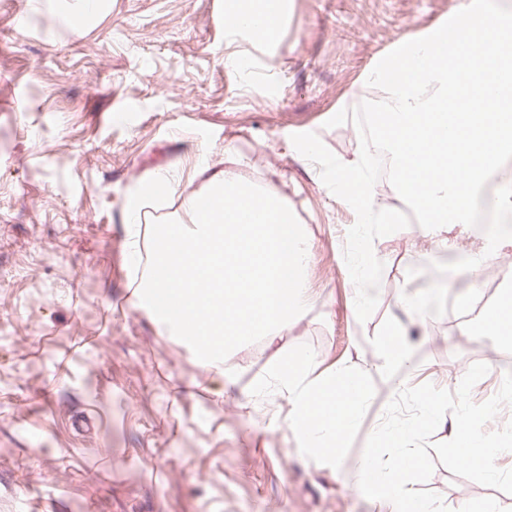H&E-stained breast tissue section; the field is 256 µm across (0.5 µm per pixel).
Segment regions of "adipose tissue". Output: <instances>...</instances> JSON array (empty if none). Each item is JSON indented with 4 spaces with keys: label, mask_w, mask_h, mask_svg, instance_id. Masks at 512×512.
Listing matches in <instances>:
<instances>
[{
    "label": "adipose tissue",
    "mask_w": 512,
    "mask_h": 512,
    "mask_svg": "<svg viewBox=\"0 0 512 512\" xmlns=\"http://www.w3.org/2000/svg\"><path fill=\"white\" fill-rule=\"evenodd\" d=\"M43 6L57 13L69 28L83 30L108 11L110 0H31L32 9ZM224 16L228 27L246 31L253 40L263 42L281 27V0H226ZM331 179L348 204L366 210L367 224L380 225L386 233L397 231V208L377 191L365 156L338 162Z\"/></svg>",
    "instance_id": "adipose-tissue-1"
}]
</instances>
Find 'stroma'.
I'll return each mask as SVG.
<instances>
[{"label": "stroma", "instance_id": "stroma-1", "mask_svg": "<svg viewBox=\"0 0 512 512\" xmlns=\"http://www.w3.org/2000/svg\"><path fill=\"white\" fill-rule=\"evenodd\" d=\"M278 39L230 32L225 0H112L92 29L55 24L18 30L27 0H0V512H378L356 485L359 457L394 393L375 395L340 468L301 456L286 423L290 406L251 387L283 352L308 344L320 371L365 367L397 297L420 288L431 263L486 246L482 229L449 227V251L418 225L378 240L375 288L352 311L350 258L360 224L330 180L359 154L353 123L326 122L367 93L375 59L426 36L460 0H286ZM235 54L250 75L227 68ZM314 142L317 160L296 151ZM281 192L312 249L311 306L275 344L235 349L225 381L180 339L164 335L137 304L148 247L133 257L125 204L150 174L176 172L200 187L199 157ZM512 298V240L463 273L468 290L486 270ZM426 382L456 390L468 368L487 364L473 388L481 403L501 387L512 340L479 321L426 318L408 329ZM450 508L512 495L436 465L426 484Z\"/></svg>", "mask_w": 512, "mask_h": 512}]
</instances>
